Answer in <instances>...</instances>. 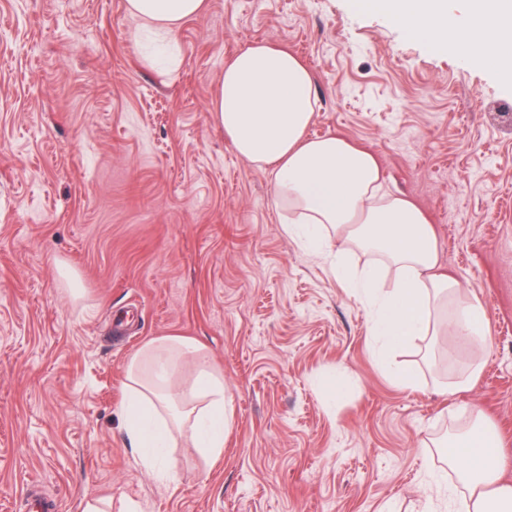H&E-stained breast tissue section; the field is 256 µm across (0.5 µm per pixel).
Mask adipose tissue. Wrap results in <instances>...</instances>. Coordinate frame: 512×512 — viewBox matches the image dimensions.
Returning <instances> with one entry per match:
<instances>
[{
    "label": "adipose tissue",
    "mask_w": 512,
    "mask_h": 512,
    "mask_svg": "<svg viewBox=\"0 0 512 512\" xmlns=\"http://www.w3.org/2000/svg\"><path fill=\"white\" fill-rule=\"evenodd\" d=\"M374 8L424 44L450 47L500 68H512V0H351ZM206 0H126L127 11L161 40H170ZM318 106L316 79L287 48L256 42L224 64L211 110L235 152L270 169L275 205L284 229L321 255L333 273L365 303L378 364L398 386L412 388L414 375L389 354L406 343L451 334L471 348L470 373L453 391L468 389L478 373L487 318L480 302L464 299L461 284L438 270L437 240L427 214L410 199L384 193L377 157L346 137H312ZM376 254L379 267L349 268L348 251ZM192 368L188 385L177 381ZM121 415L141 464L171 482L177 474L167 451L183 437L209 458L224 453V378L206 362L194 340L161 337L144 344L127 364ZM502 442L496 427L473 416L456 435L448 457L472 492L456 512H512V485L500 479Z\"/></svg>",
    "instance_id": "obj_1"
}]
</instances>
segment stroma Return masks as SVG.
I'll return each instance as SVG.
<instances>
[{
	"instance_id": "obj_1",
	"label": "stroma",
	"mask_w": 512,
	"mask_h": 512,
	"mask_svg": "<svg viewBox=\"0 0 512 512\" xmlns=\"http://www.w3.org/2000/svg\"><path fill=\"white\" fill-rule=\"evenodd\" d=\"M142 27L125 0H0V512L30 486L59 512H440L432 474L470 493L441 440L479 410L512 483V84L350 0H208L170 66L146 63ZM257 41L312 69L310 135L372 151L430 217L488 320L469 390L438 393L469 362L453 335L397 354L415 387L383 373L364 305L215 123L225 61ZM169 334L204 345L231 425L219 459L170 449L166 484L121 404L129 358Z\"/></svg>"
}]
</instances>
